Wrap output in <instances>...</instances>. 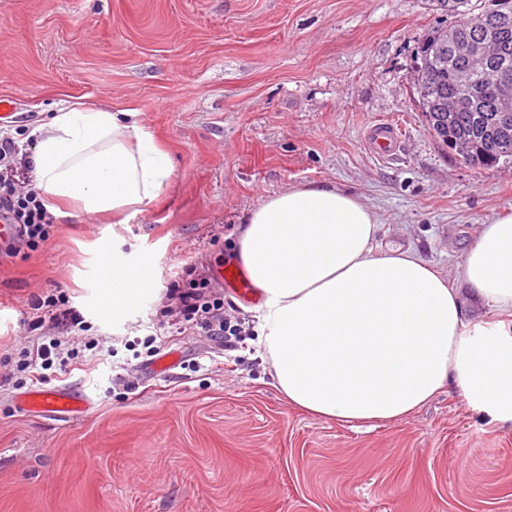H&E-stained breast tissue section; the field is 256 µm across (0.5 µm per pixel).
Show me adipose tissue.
Returning a JSON list of instances; mask_svg holds the SVG:
<instances>
[{"instance_id":"1","label":"adipose tissue","mask_w":512,"mask_h":512,"mask_svg":"<svg viewBox=\"0 0 512 512\" xmlns=\"http://www.w3.org/2000/svg\"><path fill=\"white\" fill-rule=\"evenodd\" d=\"M35 133L44 197L90 215L140 212L173 174L132 111L62 108ZM380 231L334 187L292 186L248 213L234 258L261 298L276 387L353 427L406 419L446 391L512 426V212L478 226L453 279L415 251H380Z\"/></svg>"}]
</instances>
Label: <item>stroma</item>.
Masks as SVG:
<instances>
[{"instance_id":"obj_1","label":"stroma","mask_w":512,"mask_h":512,"mask_svg":"<svg viewBox=\"0 0 512 512\" xmlns=\"http://www.w3.org/2000/svg\"><path fill=\"white\" fill-rule=\"evenodd\" d=\"M433 0H0L1 121L19 144L57 108L134 110L170 157L167 188L118 221L63 206L37 251L0 260V374L15 372L31 297L67 294L100 353L0 383V512H512V427L443 393L409 418L355 429L276 389L249 336L237 349L176 333L170 283L231 261L244 217L291 186L360 196L383 249L439 271L477 225L512 209V159L474 169L427 131L408 79L437 27ZM389 118L396 155L365 145ZM148 264L150 288L108 317L105 253ZM155 335L166 373L137 357ZM76 384L92 405L56 421L24 393Z\"/></svg>"}]
</instances>
